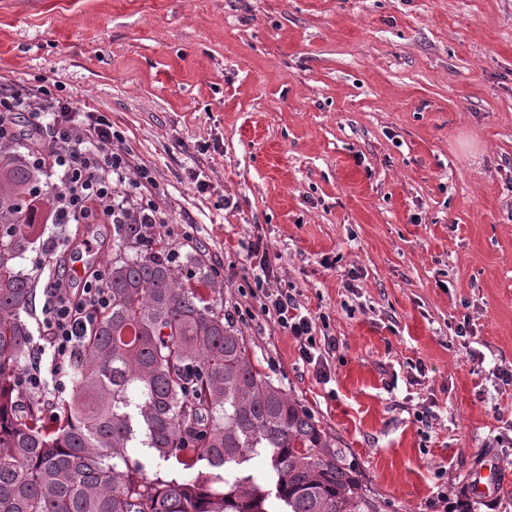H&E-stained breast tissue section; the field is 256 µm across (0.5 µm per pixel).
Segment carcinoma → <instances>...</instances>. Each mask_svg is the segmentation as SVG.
Returning a JSON list of instances; mask_svg holds the SVG:
<instances>
[{"mask_svg":"<svg viewBox=\"0 0 512 512\" xmlns=\"http://www.w3.org/2000/svg\"><path fill=\"white\" fill-rule=\"evenodd\" d=\"M45 180L0 155V512H268L271 498L278 512H378L343 451L207 300L220 281L180 282L166 247L134 250V224L99 233L108 305L81 338L70 390L45 380L23 395L38 280L19 259L36 231L27 193ZM136 441L156 468L130 461ZM260 455L262 486L249 473Z\"/></svg>","mask_w":512,"mask_h":512,"instance_id":"1","label":"carcinoma"}]
</instances>
